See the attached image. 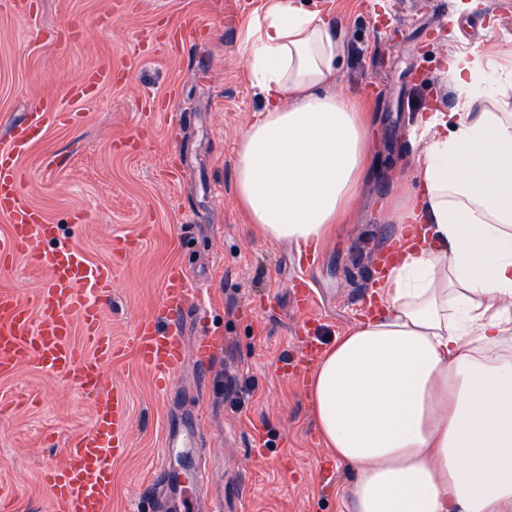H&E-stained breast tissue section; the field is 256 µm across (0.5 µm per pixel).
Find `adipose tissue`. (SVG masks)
<instances>
[{"label": "adipose tissue", "mask_w": 512, "mask_h": 512, "mask_svg": "<svg viewBox=\"0 0 512 512\" xmlns=\"http://www.w3.org/2000/svg\"><path fill=\"white\" fill-rule=\"evenodd\" d=\"M342 37L298 0H266L242 44L262 98L235 195L266 240L322 245L369 162L370 123L336 94ZM452 112L422 117L402 246L363 318L307 383L352 512H512V65L457 52Z\"/></svg>", "instance_id": "obj_1"}]
</instances>
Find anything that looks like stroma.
Listing matches in <instances>:
<instances>
[{
    "instance_id": "35a3bbf8",
    "label": "stroma",
    "mask_w": 512,
    "mask_h": 512,
    "mask_svg": "<svg viewBox=\"0 0 512 512\" xmlns=\"http://www.w3.org/2000/svg\"><path fill=\"white\" fill-rule=\"evenodd\" d=\"M264 2L0 0V148L40 100L76 114L20 158L22 191L59 225L58 244L116 263L108 295L83 290L116 350L105 383L124 390L129 410L107 512H156L162 498L180 512H209L213 497L224 512H349L353 473L329 460L313 422L309 348L332 343L368 301L378 254L399 231L386 208L415 186L418 117L456 103L441 76L445 54L512 58V0H479L459 15L455 0H333L344 40L335 90L371 114L370 165L345 224L302 255L258 236L233 192L236 145L259 109L240 45ZM103 64L111 83L75 97V81ZM173 266L197 289L224 355L204 387L185 360L170 397L130 338L164 302ZM45 280L31 253L0 262V290L28 305ZM245 384L246 405L234 409ZM92 416L74 374L33 363L0 377V494L12 497V512H51L45 472ZM195 416L204 457L166 447Z\"/></svg>"
}]
</instances>
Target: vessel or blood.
Instances as JSON below:
<instances>
[{
  "label": "vessel or blood",
  "mask_w": 512,
  "mask_h": 512,
  "mask_svg": "<svg viewBox=\"0 0 512 512\" xmlns=\"http://www.w3.org/2000/svg\"><path fill=\"white\" fill-rule=\"evenodd\" d=\"M111 80V67L103 66L86 73L74 90L81 97L86 88ZM60 115L55 104H43L34 120L10 128L9 144L0 150V217L11 227L9 237L0 240L1 255L14 254L31 241L56 236V225L21 195L16 163L38 134ZM37 261L48 275L37 298V316H30L27 304L16 293L0 292V374L35 362L53 372L74 373L78 384L92 394V427L70 439L64 463L51 471L48 479L53 512H106L112 500L110 461L127 451V401L122 389L104 382V368L112 359V339L99 335L100 311L86 300L82 289L89 285L108 291L112 267L90 264L80 252L59 246L39 251ZM165 293L161 314L142 320L131 338L143 365L164 390L172 386L174 373L186 356H194L205 370L222 345L221 337L202 333L194 350H187L182 327L190 314L200 312L201 305L190 300L183 270L169 271ZM77 320L94 337L93 354L82 355L70 343Z\"/></svg>",
  "instance_id": "vessel-or-blood-1"
}]
</instances>
